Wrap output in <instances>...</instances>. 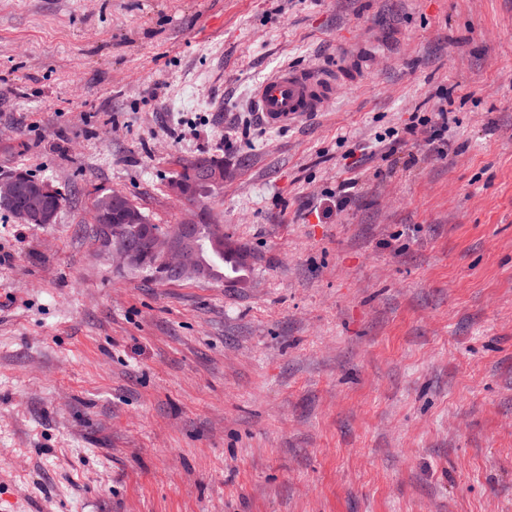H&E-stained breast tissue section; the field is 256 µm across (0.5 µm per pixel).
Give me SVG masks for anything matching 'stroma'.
I'll use <instances>...</instances> for the list:
<instances>
[{
    "instance_id": "stroma-1",
    "label": "stroma",
    "mask_w": 512,
    "mask_h": 512,
    "mask_svg": "<svg viewBox=\"0 0 512 512\" xmlns=\"http://www.w3.org/2000/svg\"><path fill=\"white\" fill-rule=\"evenodd\" d=\"M349 53L324 111L244 125ZM204 157L247 287L117 265L98 196L183 223ZM15 170L64 201L0 209V512H512V0H0ZM359 79L354 60L349 56L336 66L285 67L256 87L254 102L266 124L281 126L321 112L337 87ZM430 124V128L433 133L430 135L429 141L431 139H444L445 133H448V113L443 108H439L438 112H434V116L427 117L426 119H419L417 123L412 122L409 125L408 130L410 134L417 133L419 129V125L422 127ZM201 160L209 161L211 166L224 167V161H219L212 158L198 159L189 167H187L183 173L179 175V178L172 182V184H180L183 186L184 195L188 196L189 198L196 199L198 197H204L203 194L206 191V188H208V184L205 183L203 179V173L199 165Z\"/></svg>"
}]
</instances>
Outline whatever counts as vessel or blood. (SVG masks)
<instances>
[{"label":"vessel or blood","mask_w":512,"mask_h":512,"mask_svg":"<svg viewBox=\"0 0 512 512\" xmlns=\"http://www.w3.org/2000/svg\"><path fill=\"white\" fill-rule=\"evenodd\" d=\"M359 78L349 56L336 66L285 67L256 87L254 102L266 124L281 126L322 111L337 87Z\"/></svg>","instance_id":"obj_1"}]
</instances>
